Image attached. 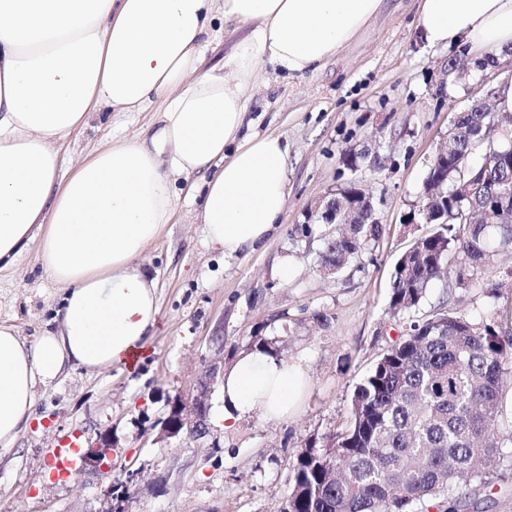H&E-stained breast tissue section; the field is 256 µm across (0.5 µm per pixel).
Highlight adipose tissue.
<instances>
[{
	"mask_svg": "<svg viewBox=\"0 0 512 512\" xmlns=\"http://www.w3.org/2000/svg\"><path fill=\"white\" fill-rule=\"evenodd\" d=\"M383 0H0V269L36 248L60 300L25 341L0 326V448L34 417L35 389L64 370L132 364L159 317L142 254L180 195H201L208 242L232 257L263 246L287 203L288 145L243 133L260 66L318 70ZM250 24L221 65L204 64L217 25ZM433 44L483 55L512 47V0H420ZM158 104L157 127L63 168L60 146L100 113ZM307 385L257 347L223 377V422H279Z\"/></svg>",
	"mask_w": 512,
	"mask_h": 512,
	"instance_id": "ef3b65f1",
	"label": "adipose tissue"
}]
</instances>
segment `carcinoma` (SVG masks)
Returning a JSON list of instances; mask_svg holds the SVG:
<instances>
[{
	"label": "carcinoma",
	"mask_w": 512,
	"mask_h": 512,
	"mask_svg": "<svg viewBox=\"0 0 512 512\" xmlns=\"http://www.w3.org/2000/svg\"><path fill=\"white\" fill-rule=\"evenodd\" d=\"M512 111L474 104L457 113L448 136V179L427 173L423 192L448 198L398 258L391 307L414 315L432 280L465 283L494 252L512 253ZM482 147L479 161L472 159ZM381 224H347L322 236L320 264L340 270L378 242ZM512 336L441 308L406 333L356 385L346 425L296 456L288 512H459L483 501L504 461L493 430L503 413Z\"/></svg>",
	"instance_id": "cac0c4a2"
}]
</instances>
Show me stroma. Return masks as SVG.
<instances>
[{"mask_svg": "<svg viewBox=\"0 0 512 512\" xmlns=\"http://www.w3.org/2000/svg\"><path fill=\"white\" fill-rule=\"evenodd\" d=\"M418 0H385L380 13L316 72L284 78L262 71L245 115V132L276 134L288 144V199L266 245L233 258L208 245L200 198H180L172 224L144 252L158 280L160 317L147 354L134 367L64 371L35 391V417L15 446L0 449V512H280L291 464L311 441L346 419L354 388L402 334L408 318L390 309L399 255L427 232L404 223L419 201L430 158L448 143V125L473 101L498 107L488 91L512 82V58L483 73L463 48L429 44L417 23ZM466 74H447L449 59ZM155 110L102 113L60 148L71 159L106 141H134ZM368 153L375 167L359 186L375 204L384 233L337 276L319 272V240L293 237L310 207L348 182L344 156ZM288 277L276 274L282 260ZM58 300L57 285L35 251L0 271V324L32 339ZM512 332V257L497 255L460 288L442 280L420 311L439 307ZM260 331L281 357L297 363L310 388L280 423L256 414L209 437L158 438L169 397L194 394L212 363L232 365ZM81 430L84 442L107 434L110 478L88 464L51 479L57 437Z\"/></svg>", "mask_w": 512, "mask_h": 512, "instance_id": "obj_1", "label": "stroma"}]
</instances>
